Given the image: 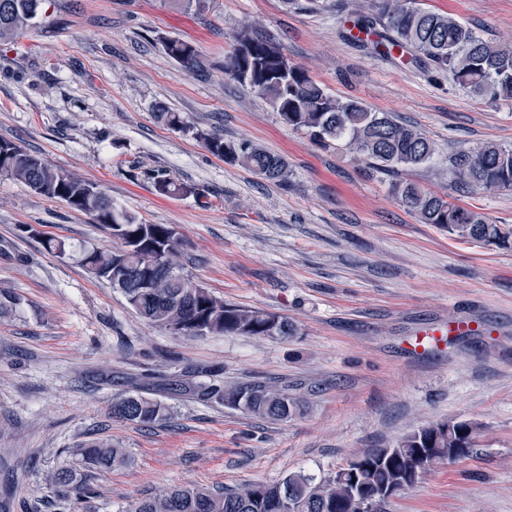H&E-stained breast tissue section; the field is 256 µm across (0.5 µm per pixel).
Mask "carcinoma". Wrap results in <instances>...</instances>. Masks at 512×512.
<instances>
[{
  "instance_id": "obj_1",
  "label": "carcinoma",
  "mask_w": 512,
  "mask_h": 512,
  "mask_svg": "<svg viewBox=\"0 0 512 512\" xmlns=\"http://www.w3.org/2000/svg\"><path fill=\"white\" fill-rule=\"evenodd\" d=\"M48 0H0V43L9 42L36 24ZM376 24L386 34L376 49L390 55L407 52L423 67L446 72L448 82L468 95L492 102L512 100V45L486 40L448 14L418 6L416 0H373L371 13L359 18L361 29ZM167 54L191 72L203 70L197 50L177 38L165 40ZM224 74L265 98L281 123L306 130L314 140L334 143L370 160L387 173L429 164L435 146L415 127L378 112L356 98L330 94L304 68L291 63L275 36L245 26L232 38ZM168 128L194 132L214 156L247 167L284 184L288 161L249 140L226 141L217 134L193 130L180 112L157 113ZM449 173L458 187L482 192L512 191V146L484 143L461 146L448 157ZM0 176L15 178L37 193L89 216L112 236L110 250L84 249L79 261L93 276L119 289L128 304L150 324L176 336L233 334L271 339L296 332L285 316L224 303L182 271L180 240L167 224H146L118 208L98 185L56 169L15 142L0 139ZM159 193L183 195L189 188L167 176L156 177ZM395 193L424 224H436L461 238L512 248V231L463 205L426 192L410 182L394 184ZM20 299L0 289V317L11 315ZM173 390L194 399L225 403L245 414L270 421H288L307 410L301 395L288 387L244 383L228 388L174 383ZM112 417L141 426L171 418L161 400L139 391L112 398ZM476 427L468 421L431 424L407 435L392 448H373L354 458L346 470L315 481L294 472L275 483H254L216 492L201 486H176L162 496L137 501L131 512H357L356 488L373 491L390 486L422 466L431 467L461 449L474 447ZM85 467L110 469L130 462L127 452L99 439L75 449ZM54 489L66 498L87 497L82 476L70 466L51 476Z\"/></svg>"
}]
</instances>
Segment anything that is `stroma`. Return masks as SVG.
Here are the masks:
<instances>
[{
    "instance_id": "obj_1",
    "label": "stroma",
    "mask_w": 512,
    "mask_h": 512,
    "mask_svg": "<svg viewBox=\"0 0 512 512\" xmlns=\"http://www.w3.org/2000/svg\"><path fill=\"white\" fill-rule=\"evenodd\" d=\"M486 39L512 43V0H417ZM371 0H52L46 19L0 46V137L99 185L120 208L173 226L182 270L225 303L287 316L295 335L175 336L144 321L120 290L78 261L111 236L86 215L0 177V512H127L173 487L239 489L302 471L334 474L353 456L436 422L478 425L471 456L441 461L383 512H512V248L421 223L392 178L360 155L283 125L224 75L234 32L274 34L290 62L337 96L392 113L431 139L433 161L402 180L512 228V191L464 192L448 173L459 145H512V102L477 100L445 74L376 54L351 35ZM192 43L190 73L164 41ZM192 130L167 128L159 108ZM282 154L287 185L212 155L194 129ZM189 186L161 195L154 174ZM73 248L59 257L46 238ZM472 320L460 337L450 325ZM444 336L422 338V331ZM227 385L304 393L308 411L271 422L169 394L195 369ZM153 389L171 412L143 428L113 419V394ZM92 439L131 465L82 468ZM79 469L88 503L60 502L46 478Z\"/></svg>"
}]
</instances>
